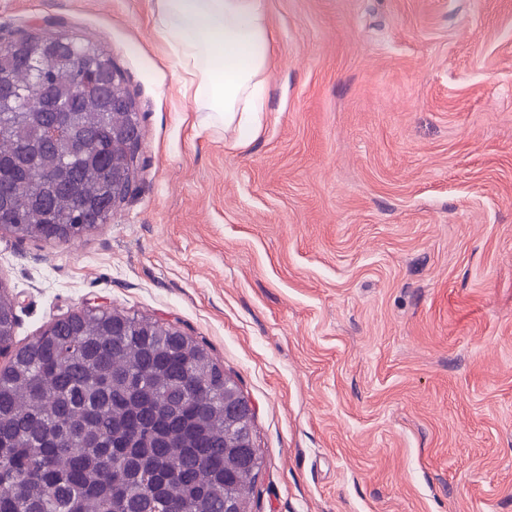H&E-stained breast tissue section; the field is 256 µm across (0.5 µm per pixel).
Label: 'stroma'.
<instances>
[{"label":"stroma","instance_id":"stroma-1","mask_svg":"<svg viewBox=\"0 0 512 512\" xmlns=\"http://www.w3.org/2000/svg\"><path fill=\"white\" fill-rule=\"evenodd\" d=\"M265 6L234 149L152 0H0V46L98 39L141 127L106 223L0 231L15 341L94 301L203 339L256 410L253 512H512V0Z\"/></svg>","mask_w":512,"mask_h":512}]
</instances>
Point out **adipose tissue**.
Segmentation results:
<instances>
[{
  "label": "adipose tissue",
  "mask_w": 512,
  "mask_h": 512,
  "mask_svg": "<svg viewBox=\"0 0 512 512\" xmlns=\"http://www.w3.org/2000/svg\"><path fill=\"white\" fill-rule=\"evenodd\" d=\"M153 18L180 93L202 114L198 130L233 131V148L248 147L266 112L273 33L264 0H153Z\"/></svg>",
  "instance_id": "ef3b65f1"
}]
</instances>
